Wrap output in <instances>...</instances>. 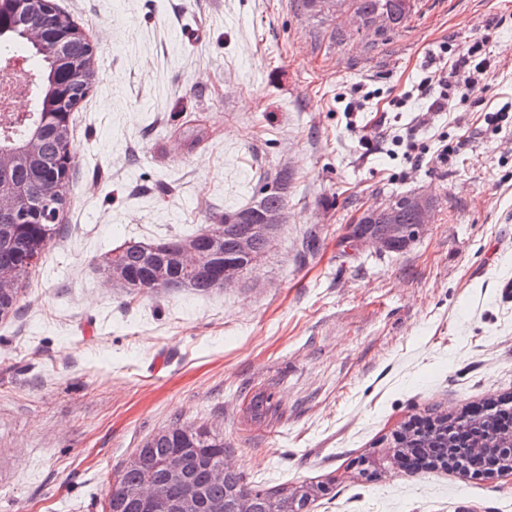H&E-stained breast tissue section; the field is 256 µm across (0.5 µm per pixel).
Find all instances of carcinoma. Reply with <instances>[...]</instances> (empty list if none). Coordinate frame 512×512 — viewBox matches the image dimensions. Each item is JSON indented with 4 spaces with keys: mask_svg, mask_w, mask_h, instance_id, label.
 Wrapping results in <instances>:
<instances>
[{
    "mask_svg": "<svg viewBox=\"0 0 512 512\" xmlns=\"http://www.w3.org/2000/svg\"><path fill=\"white\" fill-rule=\"evenodd\" d=\"M352 6L365 27L379 20L390 27H399L412 12L411 0H352ZM59 14L57 9L45 11L35 6L16 29L0 33V47H22L38 64L34 110L18 112L8 123H0V188L18 189L26 199L42 198L43 187L59 178L58 162L72 138L70 116L47 111L54 83L58 81L50 47ZM93 79L94 70L90 69L79 80L70 82L73 106L85 99ZM183 136L192 149L208 138V128L195 124ZM290 181L286 168L272 178L263 177L247 205L215 217L197 233L158 244L130 241L118 246L119 261L136 283V291L153 294L170 288H187L207 294L222 290L224 286L219 278L226 259L238 262L247 272L252 271L269 252L273 240L258 236L253 254L242 256L235 251L233 237L222 234L224 226L234 227L242 217L257 219L269 211L287 215ZM59 229L57 223H46L45 212L32 210L25 204L17 210L13 222L0 223V267H11L16 281L15 288L0 293V321L14 316L21 289L32 270L41 264ZM189 243L204 246L207 257L203 264L191 270L170 265L167 258ZM250 410L257 419L276 412V407L270 396L258 394L250 401ZM408 433L409 442L402 443L399 434L392 441L393 447L403 449L402 469L434 468L436 459L445 457L447 447L461 448L477 436L512 434V395L492 398L481 407L467 405L455 416L420 417L411 424ZM225 448L224 435L204 423L189 426L176 423L148 436L115 476L106 492L102 512H140V506L127 499V485L160 477L162 461L179 450L186 455L191 484L207 502L222 503L225 497L232 496L247 505L249 512H264L268 499L281 497L292 499V506L298 512H309L316 497L324 491L321 485H310L309 493L296 499L294 488L249 486L236 473H229L224 482L215 483L209 478V468L224 464Z\"/></svg>",
    "mask_w": 512,
    "mask_h": 512,
    "instance_id": "1",
    "label": "carcinoma"
}]
</instances>
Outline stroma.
<instances>
[{
	"label": "stroma",
	"instance_id": "35a3bbf8",
	"mask_svg": "<svg viewBox=\"0 0 512 512\" xmlns=\"http://www.w3.org/2000/svg\"><path fill=\"white\" fill-rule=\"evenodd\" d=\"M56 2L98 48L95 82L62 229L0 323V512H101L178 422L221 429L248 485H324L313 512H512V474L358 464L428 409L512 393V122L484 121L512 106V0H416L380 32L303 0ZM478 41V82L417 125L415 85ZM199 119L209 137L185 151ZM283 167L287 222L237 286L105 285L104 252L192 233ZM396 192L433 200L416 240L351 246ZM258 393L277 415L251 420Z\"/></svg>",
	"mask_w": 512,
	"mask_h": 512
}]
</instances>
